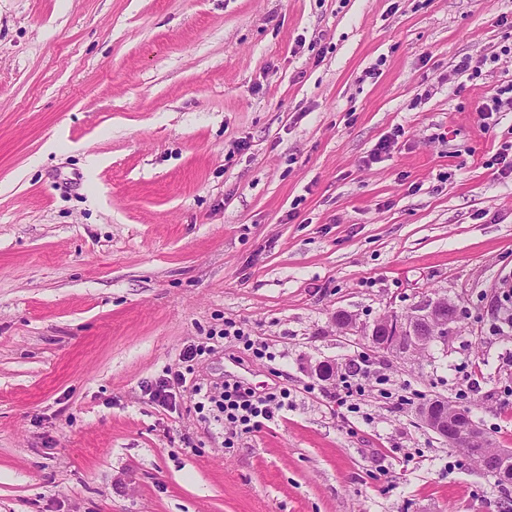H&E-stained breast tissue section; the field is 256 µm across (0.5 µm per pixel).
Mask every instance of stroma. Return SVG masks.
I'll use <instances>...</instances> for the list:
<instances>
[{
  "label": "stroma",
  "instance_id": "35a3bbf8",
  "mask_svg": "<svg viewBox=\"0 0 512 512\" xmlns=\"http://www.w3.org/2000/svg\"><path fill=\"white\" fill-rule=\"evenodd\" d=\"M511 39L512 0H0V512H512L419 417L512 448ZM441 297L447 344L361 334ZM191 343L288 412L228 448L154 401ZM505 106L512 109V81L498 87L494 93L487 96L478 109L486 119H490L494 113L502 112V108ZM224 326V336H221L222 339H234L242 343L246 350H251L256 357H266L269 360H275V353L270 351V346L266 342L254 340L250 333L241 327H236L233 323H227ZM340 392L338 395V401L340 406H346L350 412L357 413L360 411V402H358L364 396L365 387L359 381L350 380L349 377L340 378Z\"/></svg>",
  "mask_w": 512,
  "mask_h": 512
}]
</instances>
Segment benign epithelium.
Listing matches in <instances>:
<instances>
[{
	"label": "benign epithelium",
	"instance_id": "1",
	"mask_svg": "<svg viewBox=\"0 0 512 512\" xmlns=\"http://www.w3.org/2000/svg\"><path fill=\"white\" fill-rule=\"evenodd\" d=\"M456 318L448 306V299L437 298L414 308L404 316L384 319L371 327L366 336L373 347L405 353L423 352L432 345L448 341V331ZM424 424L456 448H466L475 442H485L474 421L462 425L454 416L429 408L421 412ZM512 459V448H494L485 458L484 468L496 469Z\"/></svg>",
	"mask_w": 512,
	"mask_h": 512
}]
</instances>
